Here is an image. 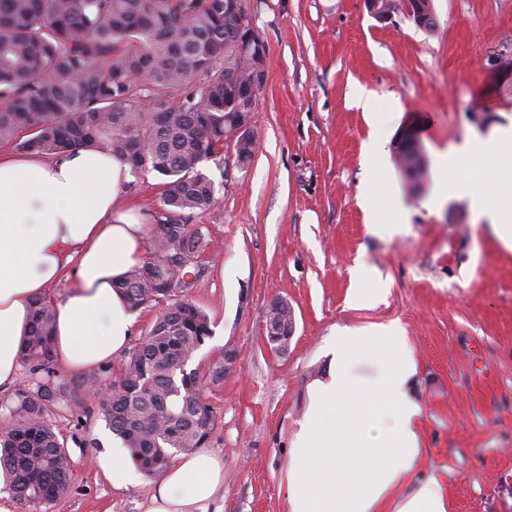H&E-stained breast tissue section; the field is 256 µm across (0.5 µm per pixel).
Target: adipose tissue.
I'll return each mask as SVG.
<instances>
[{"mask_svg":"<svg viewBox=\"0 0 512 512\" xmlns=\"http://www.w3.org/2000/svg\"><path fill=\"white\" fill-rule=\"evenodd\" d=\"M512 153V127L464 139L433 156L430 203L467 198L512 249V165L490 168L491 154ZM130 167L103 147L62 158L0 152V392L18 378L32 324L33 299L63 276L72 284L56 309L52 360L85 374L117 359L137 322L117 284L146 257L147 226L124 200ZM371 375L358 373L363 360ZM415 372L394 323L342 336L327 382L310 392L292 444L287 512H380L420 456L419 405L406 384ZM224 463L209 448L179 456L163 473L146 512H222L215 502Z\"/></svg>","mask_w":512,"mask_h":512,"instance_id":"obj_1","label":"adipose tissue"}]
</instances>
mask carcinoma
<instances>
[{
	"label": "carcinoma",
	"instance_id": "obj_1",
	"mask_svg": "<svg viewBox=\"0 0 512 512\" xmlns=\"http://www.w3.org/2000/svg\"><path fill=\"white\" fill-rule=\"evenodd\" d=\"M238 19L224 0H0V147L58 157L103 146L134 175L161 179L143 264L118 285L134 310L160 307L123 360L96 411L147 474L206 446L217 424L206 384L224 379L225 355L205 373L189 362L212 337L209 314L183 292L212 240L187 224L215 204L204 165L233 147L224 128L257 98L243 92L247 62ZM55 308L34 303L22 350L28 380L0 402V474L14 498L38 507L69 491L71 457L50 406L102 382H72L50 367Z\"/></svg>",
	"mask_w": 512,
	"mask_h": 512
}]
</instances>
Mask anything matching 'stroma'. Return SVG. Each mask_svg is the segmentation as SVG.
I'll return each mask as SVG.
<instances>
[{"instance_id":"1","label":"stroma","mask_w":512,"mask_h":512,"mask_svg":"<svg viewBox=\"0 0 512 512\" xmlns=\"http://www.w3.org/2000/svg\"><path fill=\"white\" fill-rule=\"evenodd\" d=\"M267 47V81L250 114L251 160L205 166L212 211L193 215L218 247L203 255L187 295L212 320L193 364L235 355L207 388L218 411L207 445L224 458L223 512H286L290 450L308 389L325 380L340 336L397 323L416 367L408 395L421 408V456L383 505L394 512L429 478L447 512H512V249L475 223L467 200L427 207L431 174L394 168L372 181L363 144L414 125L424 155L512 125V0H433L437 25L418 28L404 10L381 23L363 0H248ZM382 102L375 119L354 103L356 86ZM398 112H391L387 98ZM373 187L383 210L400 199L405 223L372 232L362 205ZM376 291L355 302V272ZM288 301L295 333L286 354L263 341L268 304ZM48 420L72 460L70 491L39 508L0 490L7 512H144L159 479L139 474L115 488L98 465L112 450L105 423L62 404Z\"/></svg>"}]
</instances>
